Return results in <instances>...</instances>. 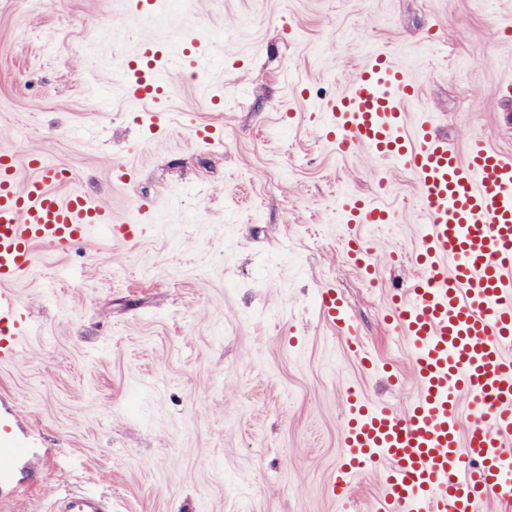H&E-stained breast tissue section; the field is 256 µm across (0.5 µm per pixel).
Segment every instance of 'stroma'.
<instances>
[{"label": "stroma", "mask_w": 512, "mask_h": 512, "mask_svg": "<svg viewBox=\"0 0 512 512\" xmlns=\"http://www.w3.org/2000/svg\"><path fill=\"white\" fill-rule=\"evenodd\" d=\"M122 18L119 0H0V152L36 150L143 226L138 242L36 246L12 284L31 329L20 363L0 365V409L42 457L4 512L81 489L110 494L112 512H376L378 474L347 504L329 479L347 388L398 409L415 390L386 317L417 271L352 268L336 201L375 193L372 162L328 146L310 109L382 49L449 147L465 154L477 133L512 155V100L487 93L512 79V0H161L138 26ZM194 26L211 35L208 70L164 75L175 119L151 132L121 68L139 36L175 52ZM193 124L215 127L213 143ZM386 202L399 223L365 225L362 244L411 252L423 216L409 172L391 171ZM326 288L376 371L322 316Z\"/></svg>", "instance_id": "obj_1"}]
</instances>
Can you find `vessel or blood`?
I'll list each match as a JSON object with an SVG mask.
<instances>
[{
	"mask_svg": "<svg viewBox=\"0 0 512 512\" xmlns=\"http://www.w3.org/2000/svg\"><path fill=\"white\" fill-rule=\"evenodd\" d=\"M205 33L191 38L196 54L171 61L159 44L142 40L127 62L123 96L131 109L153 104L155 122L170 125L160 95L167 63L203 69ZM417 86L383 53L372 54L323 102L317 128L337 151L366 150L378 184L386 166L409 171L416 182L423 227L410 257L418 274L394 294L391 320L405 339L417 391L405 413L348 390L344 458L330 489L348 502L356 480L380 472V512H485L487 501L512 505V157L472 135L466 157L449 147L428 111L408 117ZM19 157L0 155V364L21 360L29 321L9 282L29 273L36 245L65 252L107 235L137 236L111 210L85 193H59L70 174L36 153H25L33 175L16 187ZM348 231V256L363 274L399 261L362 248L366 224H393L383 197L343 196L337 208ZM325 320L344 336L352 356L371 359L341 295H321ZM469 412H462V399ZM38 473L37 454L0 417V504L15 496L21 477ZM50 512H112L107 494L75 493L53 500Z\"/></svg>",
	"mask_w": 512,
	"mask_h": 512,
	"instance_id": "vessel-or-blood-1",
	"label": "vessel or blood"
}]
</instances>
